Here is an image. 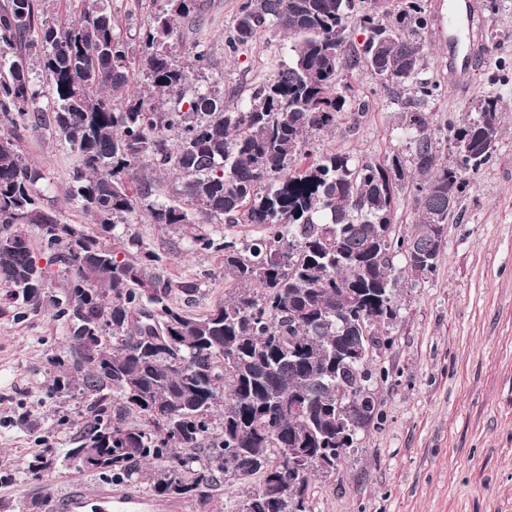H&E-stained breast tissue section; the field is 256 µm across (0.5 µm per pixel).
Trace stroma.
Instances as JSON below:
<instances>
[{
  "mask_svg": "<svg viewBox=\"0 0 512 512\" xmlns=\"http://www.w3.org/2000/svg\"><path fill=\"white\" fill-rule=\"evenodd\" d=\"M443 0H426L432 16L423 30L422 76L438 86L424 110L439 150L453 156V127L473 114L484 95L506 107L496 149L459 196L445 228L436 268L405 273L399 283L396 319L382 328L390 349L374 354L388 371L372 383L378 409L357 434L347 461L329 477L313 478L312 512H512V0H481L480 31L489 53L470 76L463 94L448 84V56L439 31ZM241 0H199L195 31L176 35L172 50L186 60L194 43L208 46L212 65L193 90L223 94L229 106L247 99L250 88L271 77L288 60L286 38L266 33L235 54L224 51V31ZM104 6L119 17L122 32L145 29L162 0H46L45 16L55 23L81 9ZM338 88L362 113L342 116L333 131L310 137L312 155L333 150L354 159L380 161L412 149L401 129L405 95L362 67L346 70ZM26 161L45 174L39 189L46 206L73 224L87 217L65 189L80 167L77 152L44 128L20 133ZM128 231L162 258L157 272L172 283L189 282L197 291L173 290V303L190 315L211 310L224 299V256L195 250L194 237L215 241L255 235L252 224L162 226L139 217ZM69 333L49 304L27 312L0 314V464L24 467L44 448L70 447L85 413L83 399L46 393L57 373L52 359L68 356ZM28 413L30 423L15 418ZM90 470L55 465L43 481L19 478L0 484V503L17 507L40 502L49 512V492L72 482H102ZM258 479L226 480L208 504L184 501L183 512H236Z\"/></svg>",
  "mask_w": 512,
  "mask_h": 512,
  "instance_id": "obj_1",
  "label": "stroma"
}]
</instances>
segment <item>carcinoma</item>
I'll return each instance as SVG.
<instances>
[{"label": "carcinoma", "mask_w": 512, "mask_h": 512, "mask_svg": "<svg viewBox=\"0 0 512 512\" xmlns=\"http://www.w3.org/2000/svg\"><path fill=\"white\" fill-rule=\"evenodd\" d=\"M354 17L356 0H241L224 49L264 33L288 38L289 61L256 84L245 106L197 92L188 109L170 107L192 76L209 69L204 49L186 65L170 40L197 19V0H164L139 48L117 32L104 8L87 10L67 26L42 18V0L0 3V312L42 304L49 267L33 254L28 226L42 231L66 287L54 315L69 327L71 363L60 367L50 391L78 394L85 420L73 444L104 464L75 463L115 483H131L142 463L158 464L152 493L170 500L210 501L222 479L259 487L237 512H311L316 465L297 471L288 449L310 456L329 449L337 463L336 407L362 403L365 422L377 400L355 385L369 359L336 376V358L397 317L398 263L415 270L416 255L437 259L466 176L491 157L499 134L501 100L485 96L477 116L454 130L452 142L470 157L453 164L433 142L421 107L437 86L420 78L419 30L430 19L422 0H390ZM357 19L367 32L356 60L345 54ZM401 89L411 87L404 128L413 145V207L408 237H392L396 192L405 185L398 157L355 161L326 151L311 157L308 138L336 127L354 112L337 90L356 64ZM146 94H130L133 69ZM41 74L51 103L39 106ZM49 112L55 133L81 157L68 199L90 217L89 231L44 208L43 170L18 151L17 126L29 112ZM179 141L169 145L167 132ZM148 168L178 174L175 196L155 197L156 185L138 174ZM151 223L255 224L257 235L221 243L201 235L193 245L224 252L228 292L209 313L194 318L172 306L173 287L154 272L162 258L135 236L120 250L109 241L139 214ZM58 459L46 447L24 474Z\"/></svg>", "instance_id": "carcinoma-1"}]
</instances>
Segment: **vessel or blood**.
<instances>
[{
  "label": "vessel or blood",
  "mask_w": 512,
  "mask_h": 512,
  "mask_svg": "<svg viewBox=\"0 0 512 512\" xmlns=\"http://www.w3.org/2000/svg\"><path fill=\"white\" fill-rule=\"evenodd\" d=\"M480 16L475 0H448L447 37L448 70L453 86L465 89L473 69L485 57L474 26ZM51 512H165V504L149 496L111 490L101 484L84 481L71 483L60 494H50Z\"/></svg>",
  "instance_id": "1"
}]
</instances>
